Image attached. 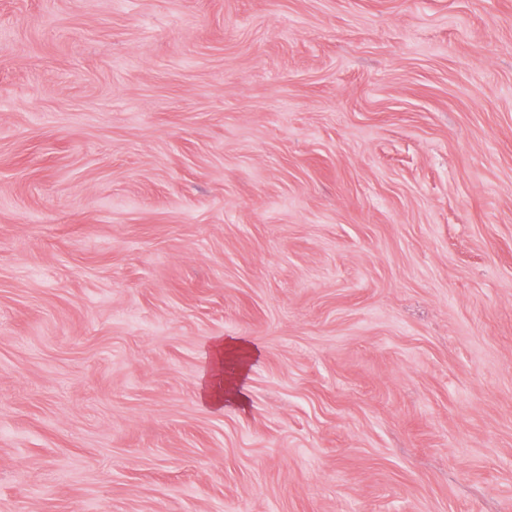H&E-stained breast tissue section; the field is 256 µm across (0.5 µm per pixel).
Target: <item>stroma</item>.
<instances>
[{
  "instance_id": "1",
  "label": "stroma",
  "mask_w": 512,
  "mask_h": 512,
  "mask_svg": "<svg viewBox=\"0 0 512 512\" xmlns=\"http://www.w3.org/2000/svg\"><path fill=\"white\" fill-rule=\"evenodd\" d=\"M0 512H512V0H0ZM231 352L237 354L231 367L225 359ZM252 346L240 340L215 339L205 354L201 372L200 399L207 407L224 410L225 404L242 405L245 402L243 380L254 358Z\"/></svg>"
}]
</instances>
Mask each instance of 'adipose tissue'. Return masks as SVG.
<instances>
[{
  "instance_id": "1",
  "label": "adipose tissue",
  "mask_w": 512,
  "mask_h": 512,
  "mask_svg": "<svg viewBox=\"0 0 512 512\" xmlns=\"http://www.w3.org/2000/svg\"><path fill=\"white\" fill-rule=\"evenodd\" d=\"M253 358L252 346L238 340L215 339L201 372L199 393L203 404L218 411L228 404H244L243 380Z\"/></svg>"
}]
</instances>
